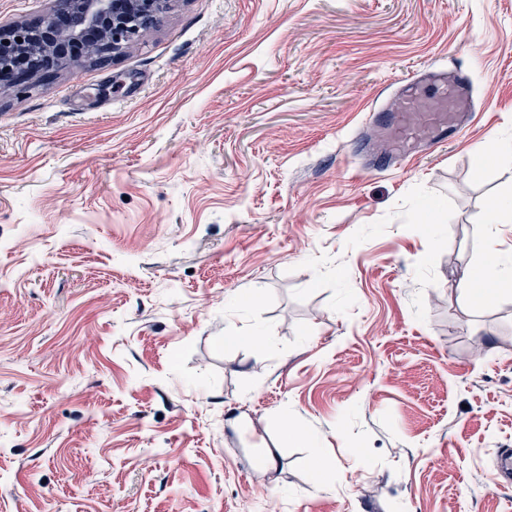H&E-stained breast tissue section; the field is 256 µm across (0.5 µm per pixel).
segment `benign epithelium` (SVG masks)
I'll return each mask as SVG.
<instances>
[{"label":"benign epithelium","instance_id":"benign-epithelium-1","mask_svg":"<svg viewBox=\"0 0 512 512\" xmlns=\"http://www.w3.org/2000/svg\"><path fill=\"white\" fill-rule=\"evenodd\" d=\"M58 14L30 24L0 26V58L23 59L29 67L16 63L0 65V84L32 87L31 78L51 73L68 61L67 44L96 34L87 55L104 65L120 54L124 45L141 37L168 9L169 0H57ZM67 26L58 28L60 19ZM22 42H17L16 38Z\"/></svg>","mask_w":512,"mask_h":512}]
</instances>
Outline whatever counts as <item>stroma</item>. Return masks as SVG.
Listing matches in <instances>:
<instances>
[{
    "label": "stroma",
    "mask_w": 512,
    "mask_h": 512,
    "mask_svg": "<svg viewBox=\"0 0 512 512\" xmlns=\"http://www.w3.org/2000/svg\"><path fill=\"white\" fill-rule=\"evenodd\" d=\"M426 61L470 77L466 136L361 173ZM494 137L512 0H172L0 90V512H512V293L462 280L512 252ZM478 165L499 162L504 157L512 159V142L507 140H490L478 144L473 150ZM484 224H492L491 227H496L497 224H512V205L507 206L498 197L491 198L485 205ZM499 250L493 237L485 239L483 244V260L469 268L464 275L466 285L465 295L475 305L490 302L496 295L507 289L511 291L512 270L501 268L496 262ZM481 283L484 288H476L475 283ZM508 286L509 288H502Z\"/></svg>",
    "instance_id": "obj_1"
}]
</instances>
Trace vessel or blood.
<instances>
[{"label":"vessel or blood","mask_w":512,"mask_h":512,"mask_svg":"<svg viewBox=\"0 0 512 512\" xmlns=\"http://www.w3.org/2000/svg\"><path fill=\"white\" fill-rule=\"evenodd\" d=\"M475 110L473 85L466 73L426 64L413 78L402 81L390 103L369 113L367 123L377 134L371 140H358L359 150L370 155L364 172L404 165L449 138L464 137Z\"/></svg>","instance_id":"b4317fda"}]
</instances>
